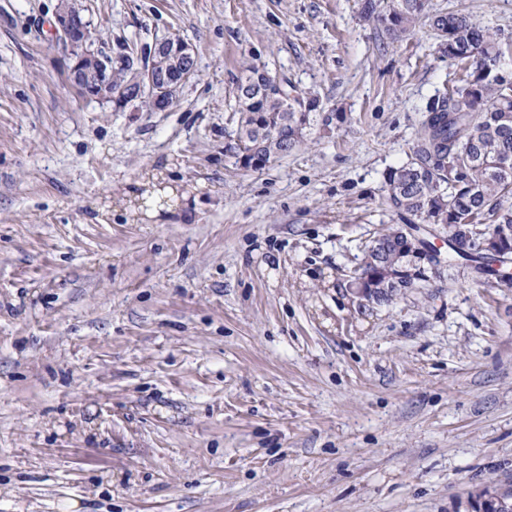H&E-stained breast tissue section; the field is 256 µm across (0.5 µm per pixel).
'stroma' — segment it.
<instances>
[{"label":"stroma","instance_id":"1","mask_svg":"<svg viewBox=\"0 0 512 512\" xmlns=\"http://www.w3.org/2000/svg\"><path fill=\"white\" fill-rule=\"evenodd\" d=\"M58 0H0V512H468L512 488V280L462 259L391 302L344 273L400 224L384 174L461 75L359 0H81L111 49L181 38L161 112L66 83ZM512 42V0H428ZM260 63L317 98L264 169L228 150ZM159 174L171 215L122 207Z\"/></svg>","mask_w":512,"mask_h":512}]
</instances>
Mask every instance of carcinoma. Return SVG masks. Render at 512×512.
Listing matches in <instances>:
<instances>
[{"instance_id":"cac0c4a2","label":"carcinoma","mask_w":512,"mask_h":512,"mask_svg":"<svg viewBox=\"0 0 512 512\" xmlns=\"http://www.w3.org/2000/svg\"><path fill=\"white\" fill-rule=\"evenodd\" d=\"M427 0H362L361 14L382 25L392 40L406 36ZM437 51L463 70L459 84L428 99L408 162L385 174L388 201L407 216L425 223L438 215L464 230L489 231L512 225V78L486 67L512 52L499 34L477 25L459 11L431 17ZM135 49L126 44L112 52V84L120 88ZM245 66L236 87L239 133L235 156L246 169H259L303 142L314 123L316 100L299 92L284 77ZM402 243L388 251L365 254L372 273L400 262Z\"/></svg>"}]
</instances>
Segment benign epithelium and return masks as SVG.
I'll use <instances>...</instances> for the list:
<instances>
[{
    "label": "benign epithelium",
    "mask_w": 512,
    "mask_h": 512,
    "mask_svg": "<svg viewBox=\"0 0 512 512\" xmlns=\"http://www.w3.org/2000/svg\"><path fill=\"white\" fill-rule=\"evenodd\" d=\"M54 29L58 39L72 49L68 85L84 99L111 102L127 109L135 107L136 102L146 97L153 110L164 111L174 103V90L194 75L195 51L192 45L180 38H165L150 48L147 64L133 65L127 90L115 93L112 91V55L84 48L93 32L75 0H59ZM402 235L417 255V262L389 280V284L396 288L409 287L420 279L423 264L434 270L443 263L439 248L420 237L414 225H403ZM466 252L493 255L501 259L498 263L500 268L511 264L512 228L503 225L496 235L473 236ZM350 275L358 286V293L367 300L371 299L373 288L367 286L370 274L356 266ZM470 507L472 512H512V497L499 491H480L472 498Z\"/></svg>",
    "instance_id": "7a95c632"
}]
</instances>
